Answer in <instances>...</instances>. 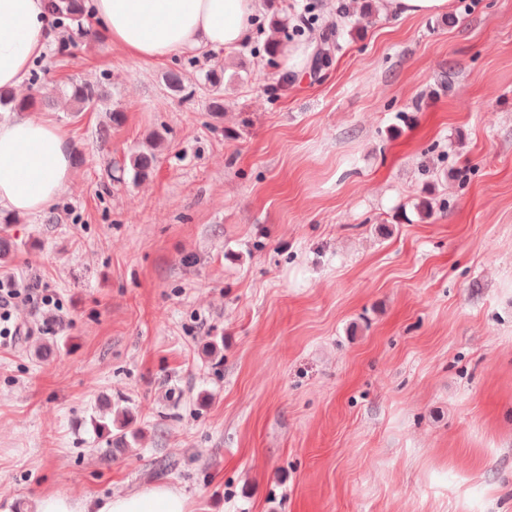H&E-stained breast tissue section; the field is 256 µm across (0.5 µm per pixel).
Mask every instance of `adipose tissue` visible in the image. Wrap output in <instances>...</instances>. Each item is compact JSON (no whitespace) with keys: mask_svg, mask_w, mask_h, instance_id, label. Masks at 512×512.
I'll return each mask as SVG.
<instances>
[{"mask_svg":"<svg viewBox=\"0 0 512 512\" xmlns=\"http://www.w3.org/2000/svg\"><path fill=\"white\" fill-rule=\"evenodd\" d=\"M114 46L147 63L203 46L232 49L251 36L255 0H93ZM55 39L47 0H0V88H21ZM72 147L47 115L0 119V212L52 207L72 176ZM96 512H189L185 495L153 484L97 504Z\"/></svg>","mask_w":512,"mask_h":512,"instance_id":"obj_1","label":"adipose tissue"}]
</instances>
